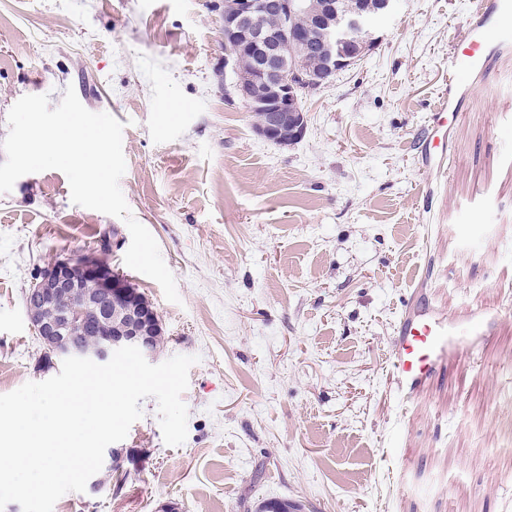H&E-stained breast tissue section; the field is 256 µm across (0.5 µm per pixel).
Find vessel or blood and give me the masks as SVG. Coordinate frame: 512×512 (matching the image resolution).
Returning <instances> with one entry per match:
<instances>
[{
	"label": "vessel or blood",
	"instance_id": "1",
	"mask_svg": "<svg viewBox=\"0 0 512 512\" xmlns=\"http://www.w3.org/2000/svg\"><path fill=\"white\" fill-rule=\"evenodd\" d=\"M512 51V0H482L464 37L448 55V88L434 109L436 117H458L467 109L474 76L495 56ZM449 141L433 130L420 136L423 167L437 172L448 168ZM497 312L475 310L449 317L416 296L397 327L390 374L399 391L411 396L430 379L459 345L462 337L487 335Z\"/></svg>",
	"mask_w": 512,
	"mask_h": 512
}]
</instances>
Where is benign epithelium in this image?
Listing matches in <instances>:
<instances>
[{"mask_svg":"<svg viewBox=\"0 0 512 512\" xmlns=\"http://www.w3.org/2000/svg\"><path fill=\"white\" fill-rule=\"evenodd\" d=\"M277 23L268 26L262 17L268 0H224V66L231 68L239 100L261 113L256 131L267 140L286 146L306 130L305 93L329 83L336 72L353 64L360 53L374 46L377 22L387 16L392 0H362L341 9L336 0L319 5L314 0H276ZM316 20L296 26L302 15ZM313 47L321 57V70H309L289 56V44ZM94 284L90 308L56 312L60 298L80 288V280ZM125 281L112 272L96 253L78 259L63 258L41 270L28 294L26 309L47 349L61 360L75 356L106 363L115 350L139 348L153 357L155 312H133L125 325L112 329V304L127 298Z\"/></svg>","mask_w":512,"mask_h":512,"instance_id":"1","label":"benign epithelium"}]
</instances>
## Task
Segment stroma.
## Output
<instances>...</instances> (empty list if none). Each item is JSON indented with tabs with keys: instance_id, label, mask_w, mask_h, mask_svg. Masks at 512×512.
Listing matches in <instances>:
<instances>
[{
	"instance_id": "stroma-1",
	"label": "stroma",
	"mask_w": 512,
	"mask_h": 512,
	"mask_svg": "<svg viewBox=\"0 0 512 512\" xmlns=\"http://www.w3.org/2000/svg\"><path fill=\"white\" fill-rule=\"evenodd\" d=\"M477 2L396 0L284 147L233 93L222 0H0V142L18 99L69 86L123 122L120 187L180 296L125 264V222L74 205L63 172L20 177L0 193V394L61 369L27 316L36 274L105 241L157 312L155 363L198 358L186 442L145 399L122 474L53 512H512V51L476 80L447 174L418 151ZM418 291L499 318L405 398L389 359Z\"/></svg>"
}]
</instances>
